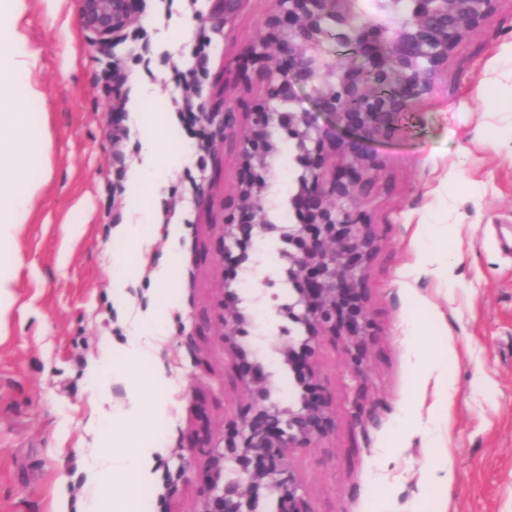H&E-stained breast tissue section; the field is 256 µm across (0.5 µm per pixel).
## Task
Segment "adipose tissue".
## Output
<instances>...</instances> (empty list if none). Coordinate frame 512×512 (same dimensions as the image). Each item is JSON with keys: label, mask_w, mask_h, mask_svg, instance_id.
Returning a JSON list of instances; mask_svg holds the SVG:
<instances>
[{"label": "adipose tissue", "mask_w": 512, "mask_h": 512, "mask_svg": "<svg viewBox=\"0 0 512 512\" xmlns=\"http://www.w3.org/2000/svg\"><path fill=\"white\" fill-rule=\"evenodd\" d=\"M16 32H0V318L14 303V247L18 230L28 216L36 188L31 169L43 166L44 144L31 131L28 114L37 94L30 84L31 61L18 48ZM151 88H141L128 104L141 131L142 162L128 173L129 182L147 190L167 184L189 146L169 150L160 133L168 116L144 110ZM176 237L177 225L161 227L155 222L153 203L139 211L136 223L123 224L112 233L119 244L112 254L116 275L112 294L123 297L127 286L140 274L139 259L160 233ZM173 264L158 265L154 305L132 325L127 343L105 348L91 364L100 399H107L113 383L138 372L146 373L145 388H131L115 411L96 410L86 429L92 445L85 455L86 495L80 512H145L139 496L142 485L152 479L155 455L161 447L157 424L167 421L174 407L171 380L157 357V347L167 335V313L173 302Z\"/></svg>", "instance_id": "obj_1"}]
</instances>
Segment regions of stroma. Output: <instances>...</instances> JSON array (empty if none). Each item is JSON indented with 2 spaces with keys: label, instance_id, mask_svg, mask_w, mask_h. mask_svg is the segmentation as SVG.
I'll use <instances>...</instances> for the list:
<instances>
[{
  "label": "stroma",
  "instance_id": "1",
  "mask_svg": "<svg viewBox=\"0 0 512 512\" xmlns=\"http://www.w3.org/2000/svg\"><path fill=\"white\" fill-rule=\"evenodd\" d=\"M273 0H243L225 17L215 0H141L125 38L101 50L83 31L77 0H23L10 27L32 54L30 81L40 96L35 130L47 165L32 171L39 188L20 229L14 257V304L0 321V512H55L56 492L77 504L85 475L87 419L99 399L88 365L103 343L129 337L130 316L155 299L150 269L174 259V301L157 354L173 379L175 408L159 427L163 448L140 496L152 512H193L215 439L238 422L249 397L221 338L224 270L217 260L223 200L239 180V147L222 137L225 109L255 98L235 58L256 38ZM182 41L162 48L172 18ZM75 57H68V49ZM125 98L139 82L155 88L152 112L174 119L170 148L191 145L157 200L163 223L179 226L177 247L155 239L147 269L112 298V231L131 223L144 189L112 192L117 171L140 160L130 114L113 146L112 69ZM194 82L193 102L210 114L211 151L185 123L176 76ZM121 157H114V149ZM377 160L368 209L379 236L367 269L376 326L369 354L353 368L341 338L316 346L318 383L335 430L290 458L313 512H512V0L465 36L448 58L434 95L400 117L373 145ZM298 175L291 148L274 157L270 183L280 189L269 214L292 223L288 197ZM82 235L68 241V225ZM69 248L66 268L58 254ZM447 250L451 274L419 271V255ZM239 296H263L249 309L244 344L256 347L276 397L296 399L274 350L289 321L282 261L238 278ZM447 350V422L443 447L426 426L440 401L424 381L421 348Z\"/></svg>",
  "mask_w": 512,
  "mask_h": 512
}]
</instances>
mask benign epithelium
<instances>
[{"instance_id":"benign-epithelium-1","label":"benign epithelium","mask_w":512,"mask_h":512,"mask_svg":"<svg viewBox=\"0 0 512 512\" xmlns=\"http://www.w3.org/2000/svg\"><path fill=\"white\" fill-rule=\"evenodd\" d=\"M359 0H274L255 42L237 58L240 77L255 73L259 97L243 113L224 112L223 130L240 140L241 176L236 193L224 200L220 259L241 271L256 239L269 234L288 245L292 296L291 331L275 346L294 376L295 406L271 399L270 374L237 337L251 322L231 285L222 289L224 345L231 350L242 386L254 405L212 446L206 477L193 512H258L260 494L275 498L277 512H312L300 492L290 451L311 448L329 435L335 420L313 364L322 336H341L358 367L374 335L369 316L367 268L377 234L365 208L374 183L371 144L389 136L399 116L429 98L453 48L495 10L497 0H413L408 16L389 24L357 22ZM138 0H78L79 19L103 49L125 35ZM350 44V56L326 62L330 31ZM275 46L277 54L268 53ZM315 92L316 110L300 106L298 89ZM328 121L319 124L318 115ZM293 144L300 168L288 198L295 223L275 224L267 214L270 161L280 143Z\"/></svg>"}]
</instances>
